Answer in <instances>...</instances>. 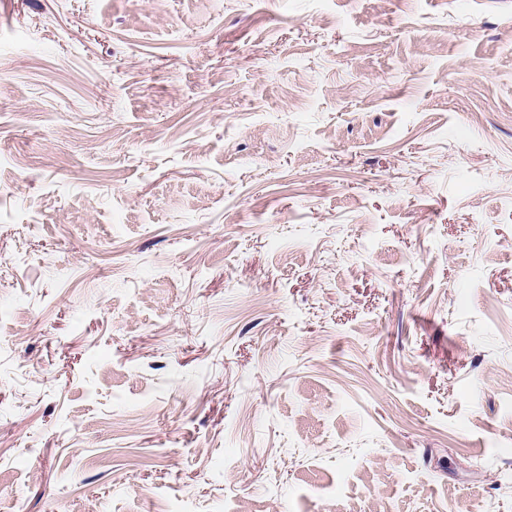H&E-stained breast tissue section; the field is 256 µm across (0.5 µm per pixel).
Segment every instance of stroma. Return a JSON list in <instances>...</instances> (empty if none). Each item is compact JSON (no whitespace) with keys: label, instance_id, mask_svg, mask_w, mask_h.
<instances>
[{"label":"stroma","instance_id":"obj_1","mask_svg":"<svg viewBox=\"0 0 512 512\" xmlns=\"http://www.w3.org/2000/svg\"><path fill=\"white\" fill-rule=\"evenodd\" d=\"M0 512H512V0H0Z\"/></svg>","mask_w":512,"mask_h":512}]
</instances>
